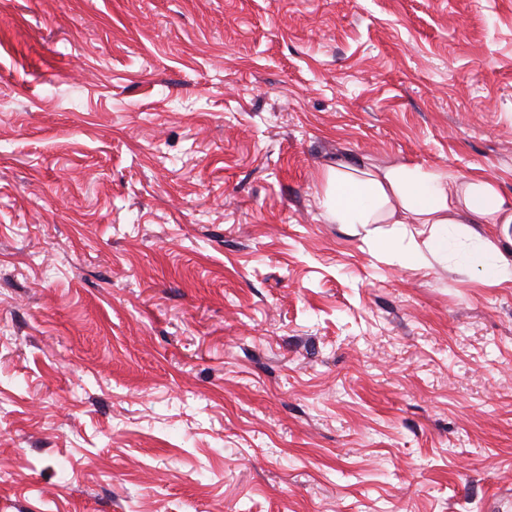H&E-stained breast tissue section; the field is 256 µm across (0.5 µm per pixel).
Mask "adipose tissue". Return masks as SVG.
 Listing matches in <instances>:
<instances>
[{"label":"adipose tissue","instance_id":"ef3b65f1","mask_svg":"<svg viewBox=\"0 0 512 512\" xmlns=\"http://www.w3.org/2000/svg\"><path fill=\"white\" fill-rule=\"evenodd\" d=\"M324 184L320 205L328 222L355 235L387 224L389 243L401 246L405 261L452 256L496 282H512V254L478 230L482 224L512 225V196L491 179L417 165L362 170L339 164L327 167Z\"/></svg>","mask_w":512,"mask_h":512}]
</instances>
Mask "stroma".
Here are the masks:
<instances>
[{"instance_id":"1","label":"stroma","mask_w":512,"mask_h":512,"mask_svg":"<svg viewBox=\"0 0 512 512\" xmlns=\"http://www.w3.org/2000/svg\"><path fill=\"white\" fill-rule=\"evenodd\" d=\"M339 162L512 194V0H0V512H512V283ZM324 184L320 205L328 222L345 224L353 235L362 229L365 238L374 232L367 230L370 224H393L386 242L401 246V258L413 263L424 258L415 235L428 232L423 245L435 259L453 256L497 283L512 282V254L468 225L503 224L501 237L512 244V196L491 179L418 165L362 170L338 164L327 167Z\"/></svg>"}]
</instances>
